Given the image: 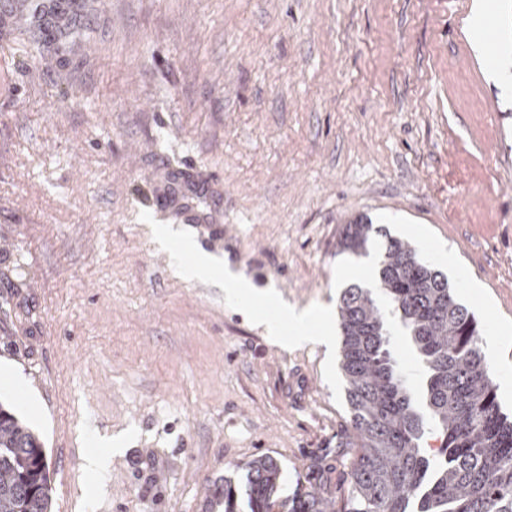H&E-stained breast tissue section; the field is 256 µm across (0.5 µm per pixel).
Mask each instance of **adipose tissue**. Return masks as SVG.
Segmentation results:
<instances>
[{"label": "adipose tissue", "instance_id": "adipose-tissue-1", "mask_svg": "<svg viewBox=\"0 0 512 512\" xmlns=\"http://www.w3.org/2000/svg\"><path fill=\"white\" fill-rule=\"evenodd\" d=\"M154 235L160 244L170 246L175 258L184 259L186 276L223 286L226 299L245 309L254 320L265 324L270 335H281L283 326L287 325L294 331L288 340L289 346L325 343L330 329L329 311L299 310L288 306L278 299L273 289L253 288L247 279L225 270L215 257L197 252L190 240L175 239L165 228L155 229Z\"/></svg>", "mask_w": 512, "mask_h": 512}]
</instances>
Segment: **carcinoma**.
Returning a JSON list of instances; mask_svg holds the SVG:
<instances>
[{
	"label": "carcinoma",
	"instance_id": "carcinoma-1",
	"mask_svg": "<svg viewBox=\"0 0 512 512\" xmlns=\"http://www.w3.org/2000/svg\"><path fill=\"white\" fill-rule=\"evenodd\" d=\"M379 232L357 219L339 248L366 255ZM338 315L352 429L345 446L358 448L344 507L336 510L322 475L312 489L281 497L282 471L270 456L245 464L244 484L224 479L212 507L236 512L243 496L250 512H512V420L497 400L475 317L448 278L390 237L372 284L346 289ZM390 316L424 367L425 414L392 354ZM428 428L439 440L432 459L422 447ZM0 512H51L42 443L1 405Z\"/></svg>",
	"mask_w": 512,
	"mask_h": 512
}]
</instances>
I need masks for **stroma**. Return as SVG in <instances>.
<instances>
[{"label": "stroma", "mask_w": 512, "mask_h": 512, "mask_svg": "<svg viewBox=\"0 0 512 512\" xmlns=\"http://www.w3.org/2000/svg\"><path fill=\"white\" fill-rule=\"evenodd\" d=\"M475 3L81 0L55 43L0 36V404L44 446L52 512H199L260 456L283 495L320 464L346 494L340 334L267 336L182 276L148 212L300 309L411 243L482 326L512 416V80ZM361 216L358 258L337 243ZM482 49L484 57L486 58L487 64H492L490 70L494 74L505 76L508 74L509 66L512 67V52L511 57L494 42L482 41ZM373 226L368 219L363 218L346 224L339 240L340 250L357 256L367 255L373 234L379 232V229ZM101 447L107 448V451L90 453L85 457V468L92 474L103 475L106 472L110 453L122 449L123 439L117 438L113 441L109 439L103 442Z\"/></svg>", "instance_id": "1"}]
</instances>
